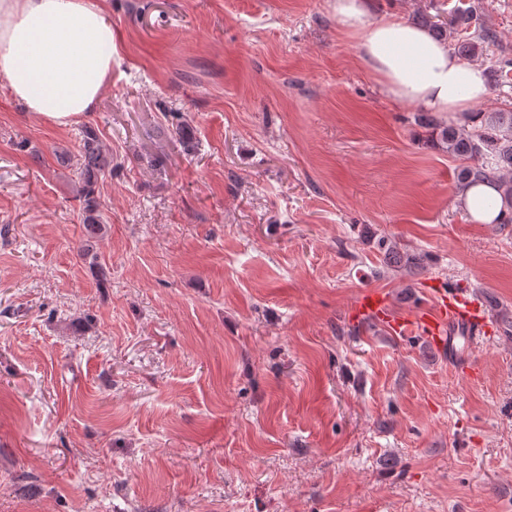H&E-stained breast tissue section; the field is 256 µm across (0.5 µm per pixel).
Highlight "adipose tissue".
I'll return each instance as SVG.
<instances>
[{
  "mask_svg": "<svg viewBox=\"0 0 512 512\" xmlns=\"http://www.w3.org/2000/svg\"><path fill=\"white\" fill-rule=\"evenodd\" d=\"M331 8L389 97L455 118L488 99L485 67L458 61L425 29L396 15L375 18L368 0H332ZM112 61V22L98 0H0V78L38 119L66 126L91 112ZM458 201L483 224L507 217L486 185Z\"/></svg>",
  "mask_w": 512,
  "mask_h": 512,
  "instance_id": "obj_1",
  "label": "adipose tissue"
}]
</instances>
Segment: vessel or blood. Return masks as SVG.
Here are the masks:
<instances>
[{
  "mask_svg": "<svg viewBox=\"0 0 512 512\" xmlns=\"http://www.w3.org/2000/svg\"><path fill=\"white\" fill-rule=\"evenodd\" d=\"M354 312L383 322L393 335L421 337L442 355L451 353L458 343L472 345L495 336L482 302L460 288L436 289L432 306L397 318L388 314L383 295L371 291L356 300Z\"/></svg>",
  "mask_w": 512,
  "mask_h": 512,
  "instance_id": "vessel-or-blood-1",
  "label": "vessel or blood"
}]
</instances>
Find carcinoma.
Masks as SVG:
<instances>
[{
    "instance_id": "cac0c4a2",
    "label": "carcinoma",
    "mask_w": 512,
    "mask_h": 512,
    "mask_svg": "<svg viewBox=\"0 0 512 512\" xmlns=\"http://www.w3.org/2000/svg\"><path fill=\"white\" fill-rule=\"evenodd\" d=\"M412 22L444 41L460 28L467 31L466 38L455 45V52L465 60L483 54L491 46L497 48L499 56L489 73L494 84L512 68V52L502 46L496 30L471 7L450 13L446 19L439 13L433 15L422 11L413 17ZM417 121L427 130L430 141L461 161L457 188L476 183L490 184L499 194L504 208L512 211V110L484 112L479 123L469 129L451 124L444 126L427 114L419 115ZM72 161L79 170L78 198L84 234L90 239L97 238L102 234L104 224L96 185L101 176L112 172V154L104 149L95 130L85 126L80 132L77 154L73 155ZM399 263L410 274L425 270L424 259L416 254L400 257Z\"/></svg>"
}]
</instances>
